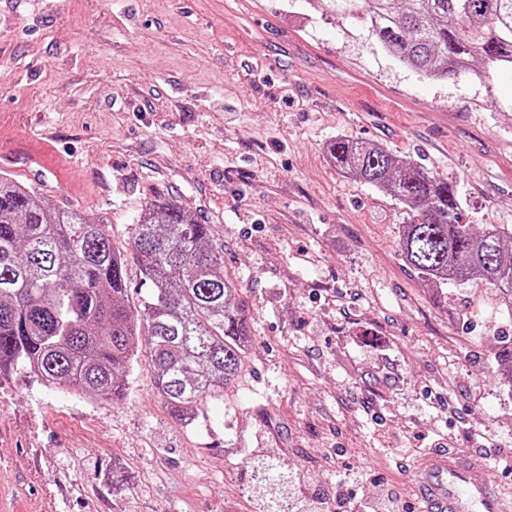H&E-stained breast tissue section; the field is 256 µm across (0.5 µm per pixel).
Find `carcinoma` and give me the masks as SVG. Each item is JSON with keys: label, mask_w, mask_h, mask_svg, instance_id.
Masks as SVG:
<instances>
[{"label": "carcinoma", "mask_w": 512, "mask_h": 512, "mask_svg": "<svg viewBox=\"0 0 512 512\" xmlns=\"http://www.w3.org/2000/svg\"><path fill=\"white\" fill-rule=\"evenodd\" d=\"M327 17L361 20L398 62L445 79H478L512 66V0H314ZM336 167L386 189L407 209L403 262L439 291L480 277L512 305V231L463 221L455 186L378 144L338 138ZM146 288L128 306L126 259L86 214L51 207L33 188L0 176V372L25 369L48 386L120 399L143 342L157 390L191 423L241 367L251 329L224 247L210 225L157 199L131 228ZM501 378L512 385V337L502 338Z\"/></svg>", "instance_id": "obj_1"}]
</instances>
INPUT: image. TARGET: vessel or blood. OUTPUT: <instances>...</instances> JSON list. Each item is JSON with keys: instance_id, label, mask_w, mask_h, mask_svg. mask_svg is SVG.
<instances>
[{"instance_id": "b4317fda", "label": "vessel or blood", "mask_w": 512, "mask_h": 512, "mask_svg": "<svg viewBox=\"0 0 512 512\" xmlns=\"http://www.w3.org/2000/svg\"><path fill=\"white\" fill-rule=\"evenodd\" d=\"M473 460L456 450L431 453L417 489L426 512H512V498L497 484L473 481Z\"/></svg>"}]
</instances>
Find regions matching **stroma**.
<instances>
[{
    "label": "stroma",
    "mask_w": 512,
    "mask_h": 512,
    "mask_svg": "<svg viewBox=\"0 0 512 512\" xmlns=\"http://www.w3.org/2000/svg\"><path fill=\"white\" fill-rule=\"evenodd\" d=\"M0 0V170L103 224L127 259L146 204L176 201L224 245L252 329L241 373L184 425L140 354L122 399L0 376V512H419L438 446L512 488V308L478 278L445 302L399 255L407 214L339 170L343 136L453 183L468 223L512 228V68L435 80L362 23L306 0ZM270 458L287 482L260 479Z\"/></svg>",
    "instance_id": "stroma-1"
}]
</instances>
